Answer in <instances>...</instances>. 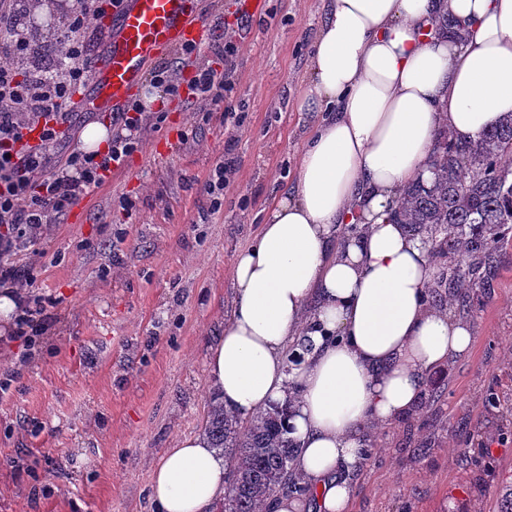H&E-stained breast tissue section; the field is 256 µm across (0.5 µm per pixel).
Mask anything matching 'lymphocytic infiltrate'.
I'll return each instance as SVG.
<instances>
[{"mask_svg":"<svg viewBox=\"0 0 512 512\" xmlns=\"http://www.w3.org/2000/svg\"><path fill=\"white\" fill-rule=\"evenodd\" d=\"M64 44L67 63L51 75L33 72L21 77L12 66L0 65V287L20 291L10 337L30 345L49 327L51 317L41 298L25 292L30 269L15 260L18 244L35 239L52 219L94 194L109 174L121 169L141 148L147 126L165 120L163 112L147 111L138 101L130 103L113 113L116 131L106 150H73L51 161L60 130L72 123L71 113L62 111L61 106L72 101L88 78L84 35H68ZM238 52L236 40L226 38L217 50L223 70L209 65L197 68L190 88L206 106L201 119H208L210 110L223 104L224 93L233 82Z\"/></svg>","mask_w":512,"mask_h":512,"instance_id":"1","label":"lymphocytic infiltrate"}]
</instances>
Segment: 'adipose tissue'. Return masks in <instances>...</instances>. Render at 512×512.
Segmentation results:
<instances>
[{
	"label": "adipose tissue",
	"instance_id": "adipose-tissue-1",
	"mask_svg": "<svg viewBox=\"0 0 512 512\" xmlns=\"http://www.w3.org/2000/svg\"><path fill=\"white\" fill-rule=\"evenodd\" d=\"M326 6L301 102L322 119L295 183L234 258L235 307L208 357L228 412L288 407L305 492L276 493L269 512H347L369 427L413 414L427 372L471 348L469 324L428 304L427 248L383 213L430 179L439 130L467 144L512 112V0ZM348 224L363 231L345 241ZM301 337L311 349L289 367ZM227 473L206 434L180 439L150 475L156 512H212Z\"/></svg>",
	"mask_w": 512,
	"mask_h": 512
}]
</instances>
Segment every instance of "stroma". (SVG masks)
Segmentation results:
<instances>
[{"instance_id": "35a3bbf8", "label": "stroma", "mask_w": 512, "mask_h": 512, "mask_svg": "<svg viewBox=\"0 0 512 512\" xmlns=\"http://www.w3.org/2000/svg\"><path fill=\"white\" fill-rule=\"evenodd\" d=\"M199 0L213 38L240 42L233 89L209 121L186 93L163 96L165 122L87 200L16 259L55 320L25 349L0 321V512H153L149 474L178 439L204 429L207 355L233 311L234 257L261 213L290 186L317 115L299 109L323 0ZM70 0H26L31 44L76 23ZM243 115L241 126L226 120ZM234 179L219 213L202 184L220 161ZM135 207L124 211L120 198ZM469 320V353L430 370L438 402L375 433L349 512H505L512 500V432L494 448V479L473 487L482 398L512 397V246Z\"/></svg>"}]
</instances>
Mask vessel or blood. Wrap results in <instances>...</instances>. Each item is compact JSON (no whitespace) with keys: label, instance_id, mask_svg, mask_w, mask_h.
Returning <instances> with one entry per match:
<instances>
[{"label":"vessel or blood","instance_id":"obj_1","mask_svg":"<svg viewBox=\"0 0 512 512\" xmlns=\"http://www.w3.org/2000/svg\"><path fill=\"white\" fill-rule=\"evenodd\" d=\"M203 32L197 0H125L114 18L106 57L90 68V106L100 112L127 106L150 61L198 45Z\"/></svg>","mask_w":512,"mask_h":512}]
</instances>
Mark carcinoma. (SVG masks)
I'll return each instance as SVG.
<instances>
[{"label": "carcinoma", "instance_id": "cac0c4a2", "mask_svg": "<svg viewBox=\"0 0 512 512\" xmlns=\"http://www.w3.org/2000/svg\"><path fill=\"white\" fill-rule=\"evenodd\" d=\"M431 170L430 180L403 191L387 219L405 225L434 258L428 302L450 301L466 314L512 240V113L468 145L440 132ZM286 414L287 408H276L243 421L210 407L205 432L230 463L226 512H262L275 493L301 490L292 474L298 446L288 436Z\"/></svg>", "mask_w": 512, "mask_h": 512}]
</instances>
